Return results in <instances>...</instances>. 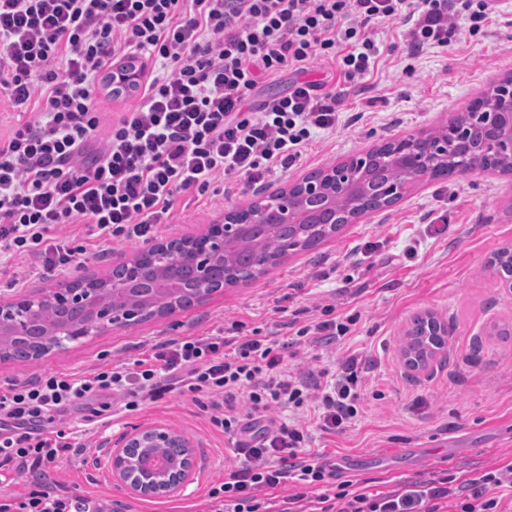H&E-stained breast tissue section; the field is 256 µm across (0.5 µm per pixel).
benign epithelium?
I'll use <instances>...</instances> for the list:
<instances>
[{"label":"benign epithelium","mask_w":512,"mask_h":512,"mask_svg":"<svg viewBox=\"0 0 512 512\" xmlns=\"http://www.w3.org/2000/svg\"><path fill=\"white\" fill-rule=\"evenodd\" d=\"M471 118L449 120L438 129L417 136H400L383 142L359 155L351 156L326 167L325 177L304 176L291 185L269 193L264 191L243 205L224 212L215 222L218 230L201 235L204 246L196 239L181 238L161 242L150 248L155 258H162L171 246L180 245L184 265L194 286L192 292L203 299L208 285L217 277H227L224 244L245 237L252 224L266 216L274 224H300L302 218L320 213L340 225L351 224L359 214L342 208V199L356 192L379 195L383 206L390 207L412 185L430 174L434 165L448 157V143L462 150L475 152L489 143L498 145L500 154L512 162V76L505 78L483 96V103L469 107ZM387 146L405 173V181L370 185L368 179H355L352 173L365 171L373 154ZM82 285H67L57 290H40L15 300L0 299V360L13 348L39 351L47 356L66 348L67 343L97 334L114 325L126 326L162 316L150 307L151 295L161 290L164 278L156 276L151 288H133L131 283L112 276L90 275ZM50 308L60 313L45 331H40L41 316ZM424 335L447 336L448 324L426 314ZM439 353L429 344L423 359L407 357L411 371L426 370ZM181 448L182 454L165 457L158 448ZM105 462L120 486L141 497H159L177 490L188 481L194 466L195 453L191 442L176 431L158 426L136 429L125 435L122 445L105 456Z\"/></svg>","instance_id":"obj_1"}]
</instances>
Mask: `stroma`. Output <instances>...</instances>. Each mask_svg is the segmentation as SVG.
<instances>
[{
	"label": "stroma",
	"instance_id": "obj_1",
	"mask_svg": "<svg viewBox=\"0 0 512 512\" xmlns=\"http://www.w3.org/2000/svg\"><path fill=\"white\" fill-rule=\"evenodd\" d=\"M405 27L379 22L371 32L379 48L373 72L359 82L340 80L333 62L316 63L308 77L338 85L341 122L314 136L288 172L274 173L268 188L293 182L371 148L383 139L428 131L466 111L469 104L512 75V0H502L481 30L460 24L448 47L411 51ZM253 194L243 184L185 197L173 223L157 225L154 241L205 232L224 210ZM443 215L447 229L433 233L428 215ZM87 249L69 278L110 271L112 258L146 250L143 242L103 245L83 225L57 226ZM512 244V174L475 170L452 180H425L394 206L368 213L308 251H292L254 279L224 288L187 310L88 337L35 362L0 363V394L43 371L85 373L98 364L146 357L157 342L206 336L238 321L246 330L277 331L298 317L307 322L317 305H333L350 327L340 343L293 348L291 364L337 372L349 356L366 367L358 415L345 432H314L324 455L362 457L357 478L386 490L401 480L424 481L449 471L465 475L512 459V295L501 292L487 265ZM37 258L0 266V296L50 287L37 275ZM431 311L448 324L441 359L432 369L409 370L402 357L412 318ZM162 425L193 444L198 468L183 490L158 498L125 495L103 458L108 448L139 427ZM62 429L84 446L60 462L53 481L74 495L103 499L114 512H198L209 490L236 470L239 460L206 412L177 393L147 402L113 419L85 410Z\"/></svg>",
	"mask_w": 512,
	"mask_h": 512
}]
</instances>
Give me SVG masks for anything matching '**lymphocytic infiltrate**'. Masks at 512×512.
I'll use <instances>...</instances> for the list:
<instances>
[{
	"label": "lymphocytic infiltrate",
	"mask_w": 512,
	"mask_h": 512,
	"mask_svg": "<svg viewBox=\"0 0 512 512\" xmlns=\"http://www.w3.org/2000/svg\"><path fill=\"white\" fill-rule=\"evenodd\" d=\"M491 0H0V104L35 120L0 132V259H40L51 275L85 246L53 237L81 224L104 243L148 240L178 197L216 181L265 184L292 167L313 132L335 130L339 94L307 79L316 61L364 79L372 23L403 18L412 50L447 47L457 20L483 26ZM148 71L138 102L104 121L116 69ZM292 74L284 95L252 101L259 77ZM223 332L160 342L148 357L78 376L42 372L0 394V512H109L106 501L46 482L78 445L56 418L107 396L131 411L164 394L204 397L239 460L202 512H508L512 460L467 476L443 472L377 490L312 452L311 433L272 418L318 398L317 428L344 432L358 414L361 371L348 358L321 380L287 370L290 341ZM287 489V496L274 492Z\"/></svg>",
	"instance_id": "lymphocytic-infiltrate-1"
}]
</instances>
